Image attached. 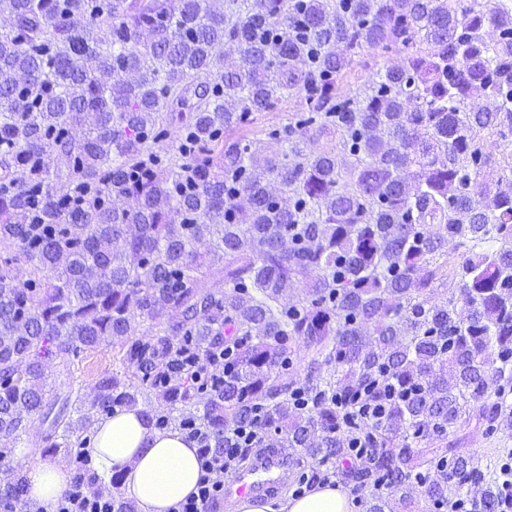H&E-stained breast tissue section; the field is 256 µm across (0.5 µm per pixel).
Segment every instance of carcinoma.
Listing matches in <instances>:
<instances>
[{
	"label": "carcinoma",
	"instance_id": "cac0c4a2",
	"mask_svg": "<svg viewBox=\"0 0 512 512\" xmlns=\"http://www.w3.org/2000/svg\"><path fill=\"white\" fill-rule=\"evenodd\" d=\"M0 15V447L42 415L44 452L84 448L91 414L146 387L215 448L253 421L260 447L315 465L369 449L342 471L372 486L366 512H398L414 484L435 512L448 485L477 484L496 512L499 478L457 428L512 432V11L0 0ZM366 47L396 62L364 81ZM288 97L303 99L288 123L242 135ZM102 344L118 352L90 403L48 396L46 361ZM196 351L224 353V373L150 377Z\"/></svg>",
	"mask_w": 512,
	"mask_h": 512
}]
</instances>
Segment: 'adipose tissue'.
<instances>
[{"label": "adipose tissue", "instance_id": "1", "mask_svg": "<svg viewBox=\"0 0 512 512\" xmlns=\"http://www.w3.org/2000/svg\"><path fill=\"white\" fill-rule=\"evenodd\" d=\"M98 473L120 474L121 486L138 512H169L197 490L198 445L176 429L148 426L138 408L119 409L98 423L90 444ZM27 496L42 512H52L70 476L51 457H36L25 466ZM236 512H349V494L340 484H318L300 497L284 496L278 508L248 498Z\"/></svg>", "mask_w": 512, "mask_h": 512}]
</instances>
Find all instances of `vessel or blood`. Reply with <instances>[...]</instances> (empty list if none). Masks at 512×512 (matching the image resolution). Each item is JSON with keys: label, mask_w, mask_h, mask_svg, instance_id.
I'll list each match as a JSON object with an SVG mask.
<instances>
[{"label": "vessel or blood", "mask_w": 512, "mask_h": 512, "mask_svg": "<svg viewBox=\"0 0 512 512\" xmlns=\"http://www.w3.org/2000/svg\"><path fill=\"white\" fill-rule=\"evenodd\" d=\"M290 458L275 448L255 454L249 464L240 470L234 485L225 487V499L264 497L283 488L288 481Z\"/></svg>", "instance_id": "vessel-or-blood-1"}]
</instances>
